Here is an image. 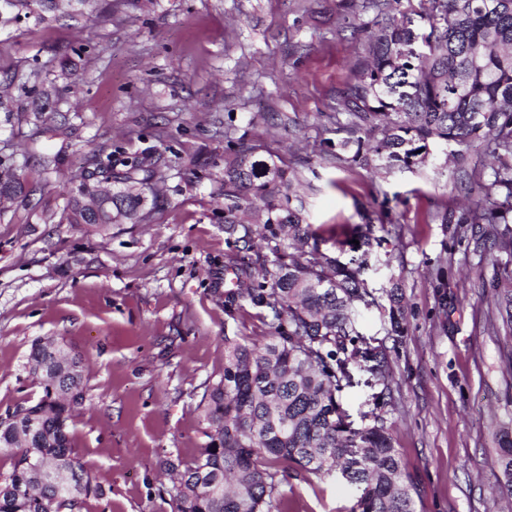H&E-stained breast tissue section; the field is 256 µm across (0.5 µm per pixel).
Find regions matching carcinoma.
I'll use <instances>...</instances> for the list:
<instances>
[{
	"mask_svg": "<svg viewBox=\"0 0 512 512\" xmlns=\"http://www.w3.org/2000/svg\"><path fill=\"white\" fill-rule=\"evenodd\" d=\"M59 0H0V30L21 19L43 23ZM375 14L364 59L356 62L350 93L340 111L352 116L350 133L365 125L374 142L352 138L351 161L371 158L388 168L423 164L431 146L486 145L492 163L477 180L478 200L456 213L443 209L426 223L483 224L491 247L512 255V0H363ZM425 25L413 28L412 16ZM60 155L40 160V179L9 166L0 169V199L29 201L50 183ZM92 169L70 190L59 223L103 224L106 213L80 208L99 195L123 224H140L159 208L141 206L133 188L159 179L144 159L115 163L95 154ZM288 162L262 146L240 140L224 152V232L231 245L266 243L258 256L263 281L231 250L224 269L235 287L224 290V315L236 319L249 304L269 320L260 346L224 339V370L202 395L205 442L173 485L174 512H281L289 471L319 480L341 475L363 486L361 512H415V487L394 447L387 408L393 403L391 360L385 341L372 346L357 331L355 310L371 296L361 278L373 246L370 222L333 240L347 262L323 249L327 240L305 222ZM359 244H353V241ZM273 260H268V255ZM496 333L512 338V271L494 269ZM390 301L387 337L403 335L406 321L396 283L384 289ZM31 374L42 389L0 417V456L11 469L0 474V512H75L104 495L79 459L70 425L85 402L81 360L64 339L33 341ZM370 374L372 423L352 427L340 393L358 384L355 370ZM499 493L512 498V430L497 437Z\"/></svg>",
	"mask_w": 512,
	"mask_h": 512,
	"instance_id": "carcinoma-1",
	"label": "carcinoma"
}]
</instances>
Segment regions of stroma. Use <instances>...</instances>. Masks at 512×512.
<instances>
[{
	"instance_id": "stroma-1",
	"label": "stroma",
	"mask_w": 512,
	"mask_h": 512,
	"mask_svg": "<svg viewBox=\"0 0 512 512\" xmlns=\"http://www.w3.org/2000/svg\"><path fill=\"white\" fill-rule=\"evenodd\" d=\"M361 2L112 0L104 17L65 8L0 31V159L34 181L42 154H65L30 204H0V416L42 395L32 341L65 337L87 379L75 444L105 492L81 512H172L166 470L205 440L201 399L224 370L225 338L260 344L270 332L249 307L224 317V149L241 138L287 160L315 229L369 219L388 232L363 273L375 302L357 328L384 338L382 289L398 280L407 324L390 352L388 417L415 512H512L494 465L495 434L512 428V373L482 286L506 256L425 221L476 198L462 176L488 158L474 147L457 160L443 144L412 169L337 158L351 118L336 104L374 18ZM51 86L57 98L32 123L30 101ZM149 150L163 176L150 223L96 234L43 221L91 154ZM360 495L340 477L297 474L285 488L288 512H360Z\"/></svg>"
}]
</instances>
